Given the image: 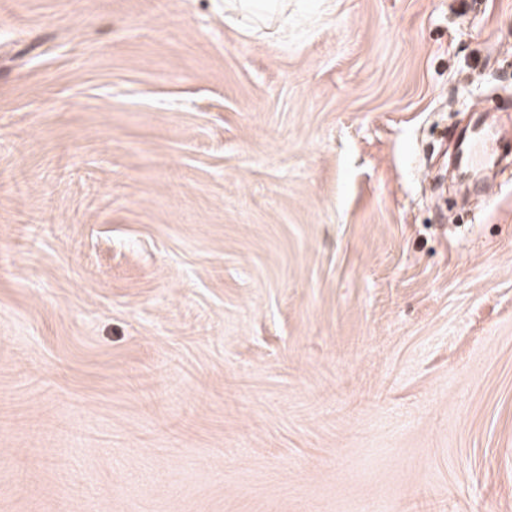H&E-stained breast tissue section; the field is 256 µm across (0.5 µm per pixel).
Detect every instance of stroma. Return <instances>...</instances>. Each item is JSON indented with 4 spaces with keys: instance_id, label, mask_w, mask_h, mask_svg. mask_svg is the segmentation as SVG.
Returning a JSON list of instances; mask_svg holds the SVG:
<instances>
[{
    "instance_id": "35a3bbf8",
    "label": "stroma",
    "mask_w": 512,
    "mask_h": 512,
    "mask_svg": "<svg viewBox=\"0 0 512 512\" xmlns=\"http://www.w3.org/2000/svg\"><path fill=\"white\" fill-rule=\"evenodd\" d=\"M0 0V512H512V0ZM461 142L464 146L465 164L479 169L488 163L495 152L496 133L491 129L484 131L477 125ZM448 171V174H447ZM425 191L429 194V199H440L447 191L453 194V202L447 210L440 209L445 219V224H463L464 217H467L472 211L471 195L468 190L460 187L456 174L448 160V169L445 168L442 174L432 171L430 167H425L422 173Z\"/></svg>"
}]
</instances>
